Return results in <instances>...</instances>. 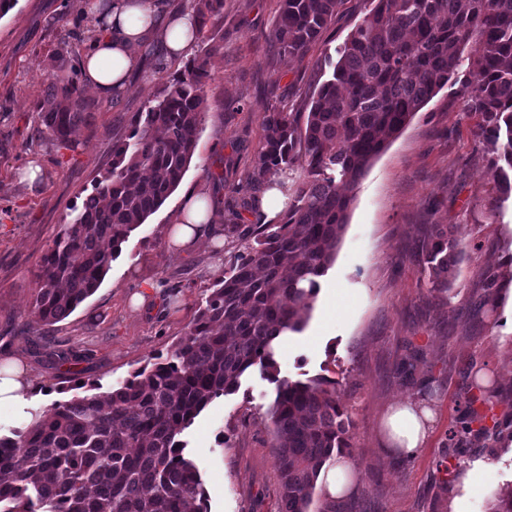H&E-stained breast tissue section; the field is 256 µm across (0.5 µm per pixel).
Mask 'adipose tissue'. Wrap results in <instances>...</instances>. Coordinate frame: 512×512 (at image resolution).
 I'll use <instances>...</instances> for the list:
<instances>
[{
    "label": "adipose tissue",
    "instance_id": "adipose-tissue-1",
    "mask_svg": "<svg viewBox=\"0 0 512 512\" xmlns=\"http://www.w3.org/2000/svg\"><path fill=\"white\" fill-rule=\"evenodd\" d=\"M83 12L100 27L79 60L86 82L104 98L114 89H125L138 67L142 49L157 44L162 57L177 59L190 53L200 37V25L192 6L172 11L163 0H80ZM212 220L206 197L188 191L173 234L175 245L195 243L211 234ZM32 382L18 362L0 366V409L23 405ZM428 408L402 405L391 418L395 438L406 454L417 451L425 437L423 423L431 419Z\"/></svg>",
    "mask_w": 512,
    "mask_h": 512
}]
</instances>
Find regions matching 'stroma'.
I'll return each instance as SVG.
<instances>
[{"label":"stroma","mask_w":512,"mask_h":512,"mask_svg":"<svg viewBox=\"0 0 512 512\" xmlns=\"http://www.w3.org/2000/svg\"><path fill=\"white\" fill-rule=\"evenodd\" d=\"M281 0H224V15L209 33L223 50L209 64L205 108L182 189L204 193L216 223L241 202L250 161L264 137L263 116L274 102L305 112L325 79L327 52L343 43L370 9L346 0L335 22L302 56L271 60L270 37ZM97 28L79 0H17L0 17V363L20 360L35 387L28 409L43 408L44 392L81 395V383L111 390L181 340L198 304L221 278L235 238L174 247L170 233L181 206L173 192L133 231L97 291L68 318L43 327L28 309L43 254L52 247L98 181L112 169V145L130 132L133 113L144 111L184 60L150 64L136 72L121 96L87 97L98 108L79 145L56 147L36 117L35 103L53 70L59 44L82 54ZM466 68L411 120L374 159L355 191L336 259L301 332L287 333L275 352L279 378L336 380L351 417L353 466L348 496L336 512H484L494 494L512 491V442L470 449L437 486L436 464L460 392L458 367L476 360L512 397V202L494 210L488 172L489 143L463 106ZM35 182L24 181L28 165ZM224 176L215 186L211 176ZM427 224H457L478 251L459 266L451 288L431 289L421 266L406 257ZM510 279L495 312L469 321L483 275ZM181 283L166 296L165 287ZM143 296L133 306L134 296ZM88 348L80 381L64 379L51 359L61 345ZM421 352V370L435 379L422 394L394 376L409 349ZM276 386L254 368L239 389L215 399L185 432L186 452L198 465L208 512H278L279 479L265 412ZM429 408L433 420L415 454L400 451L388 420L398 403Z\"/></svg>","instance_id":"1"}]
</instances>
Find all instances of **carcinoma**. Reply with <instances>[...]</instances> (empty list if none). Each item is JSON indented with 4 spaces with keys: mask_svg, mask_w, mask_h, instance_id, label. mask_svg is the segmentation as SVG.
<instances>
[{
    "mask_svg": "<svg viewBox=\"0 0 512 512\" xmlns=\"http://www.w3.org/2000/svg\"><path fill=\"white\" fill-rule=\"evenodd\" d=\"M203 33L202 55L176 73L146 110L132 117L128 137L112 145V171L63 225L43 256L31 314L52 326L69 317L104 281L130 234L177 189L194 155L209 78L220 45L206 36L224 14V0H193ZM272 54L303 53L335 20L345 0H281ZM372 8L326 57L332 71L309 112L273 105L264 141L251 162L248 189L295 190L283 216L264 222L259 200H243L257 222L224 232L241 242L224 276L202 298L186 337L109 392L54 402L31 426L0 432V512H207L197 465L182 435L216 398L232 394L258 366L276 384L266 412L274 436L280 512H335L315 499L319 475L334 454L352 447V422L336 381L280 379L275 346L303 330L305 316L336 256L353 191L378 156L455 74L466 46L471 63L466 110L492 145L489 165L500 205L512 198V0H370ZM53 62L69 73L50 82L36 103L56 144L75 147L73 132L89 124L97 104L84 95L73 58ZM457 228L434 224L408 259L431 288L446 292L465 259ZM508 282L483 277L471 320L496 307ZM58 365H77L90 350L60 348ZM420 352L403 357L397 377L427 389ZM474 359L459 370L457 416L437 465L448 487L452 461L470 449L512 437V403L495 400L475 381ZM486 512H512V493L496 494Z\"/></svg>",
    "mask_w": 512,
    "mask_h": 512,
    "instance_id": "1",
    "label": "carcinoma"
}]
</instances>
